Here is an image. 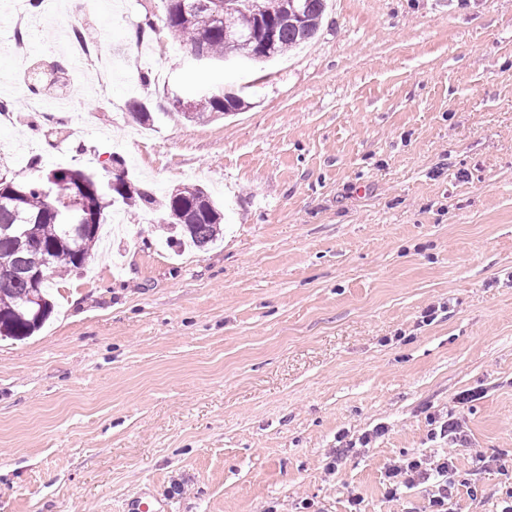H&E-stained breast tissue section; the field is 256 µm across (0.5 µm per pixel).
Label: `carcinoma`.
<instances>
[{"instance_id": "carcinoma-1", "label": "carcinoma", "mask_w": 512, "mask_h": 512, "mask_svg": "<svg viewBox=\"0 0 512 512\" xmlns=\"http://www.w3.org/2000/svg\"><path fill=\"white\" fill-rule=\"evenodd\" d=\"M164 2L169 35L190 55L204 51L210 63L239 51L254 60L253 43L224 39V30L237 26L242 9L256 8L275 27L274 58L313 38L325 10V0H302L299 17L287 11L288 0H235L236 8L218 20L207 7L210 0ZM243 106L241 96L222 90L172 96V110L182 119L190 113L204 120ZM127 112L141 126L153 122L152 112L137 98L127 102ZM28 169L32 177L24 182L15 181L7 169L0 171V337L21 340L40 328L52 309L50 284L83 269L99 240L105 210L118 200L130 212L156 213L157 224L174 247L204 250L224 235V214L200 185L163 195L127 177L104 186L78 169H46L38 155L29 158ZM32 271L43 272V279L32 282Z\"/></svg>"}]
</instances>
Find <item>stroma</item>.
I'll return each mask as SVG.
<instances>
[{"label":"stroma","instance_id":"35a3bbf8","mask_svg":"<svg viewBox=\"0 0 512 512\" xmlns=\"http://www.w3.org/2000/svg\"><path fill=\"white\" fill-rule=\"evenodd\" d=\"M100 0L62 22L95 27L109 103L47 144L19 107L0 159L164 193L198 184L224 239L175 255L145 213L122 216L54 310L0 340V512H428L429 486L391 498L393 461L450 451L462 512H500L512 451V0H332L317 36L272 64L191 62L165 30L136 43L162 0ZM166 70L142 86L128 52ZM231 88L236 114L169 119L172 94ZM149 101L133 124L126 103ZM84 152H76L77 144ZM476 400L459 405V396ZM463 412L472 448L433 437ZM383 427L365 447L357 440ZM353 444L335 474L338 436Z\"/></svg>","mask_w":512,"mask_h":512}]
</instances>
